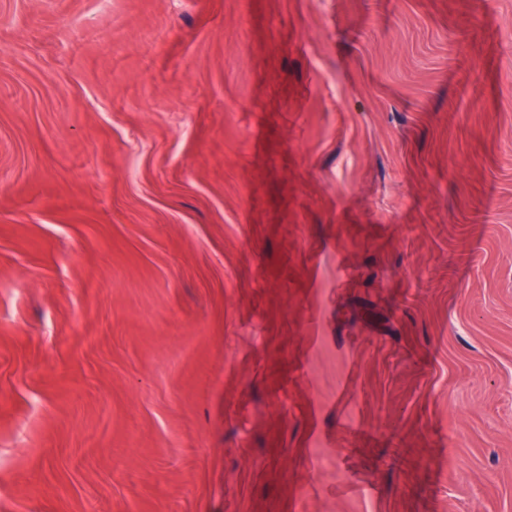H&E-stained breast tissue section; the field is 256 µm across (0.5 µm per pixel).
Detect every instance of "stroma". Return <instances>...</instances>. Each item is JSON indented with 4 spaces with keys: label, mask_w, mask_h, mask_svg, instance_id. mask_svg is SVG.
<instances>
[{
    "label": "stroma",
    "mask_w": 512,
    "mask_h": 512,
    "mask_svg": "<svg viewBox=\"0 0 512 512\" xmlns=\"http://www.w3.org/2000/svg\"><path fill=\"white\" fill-rule=\"evenodd\" d=\"M0 512H512V0H0Z\"/></svg>",
    "instance_id": "obj_1"
}]
</instances>
